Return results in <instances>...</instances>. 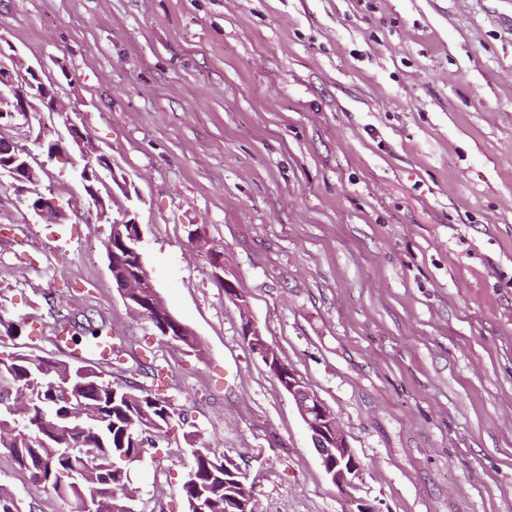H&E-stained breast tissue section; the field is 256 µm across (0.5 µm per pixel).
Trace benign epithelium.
Listing matches in <instances>:
<instances>
[{"mask_svg":"<svg viewBox=\"0 0 512 512\" xmlns=\"http://www.w3.org/2000/svg\"><path fill=\"white\" fill-rule=\"evenodd\" d=\"M40 102L48 112L64 116V123L71 137V147L81 160L80 177L85 191L99 218L107 215L106 202L96 184L104 183L108 176L117 186H122L112 168L111 159L81 131L80 113L63 105L55 89L45 84L39 73L15 54L0 48V119L4 117L28 116L35 102ZM0 165L28 196L23 200L27 209L37 218L50 224L62 215L54 198L47 196L36 185L42 182L41 173L46 163L41 162L26 146H19L4 139L0 141ZM112 224V246L106 251L115 284L130 311L149 323L160 320L154 327L155 335L167 344L186 352L198 351L199 344L193 331L171 314L160 293L151 281L143 261V233L132 212L126 210ZM199 252L203 253L212 268L213 276L224 286V295L242 310V330L251 352L276 376L282 388L294 400L297 409L311 433L324 471L336 487L346 493L355 486L362 472V465L345 435L341 431L336 414L327 408L303 377L282 363L266 342L262 332L248 313L247 301L226 279L223 257L208 241L196 234L191 237ZM252 489L248 480L239 483L238 494L231 502L232 512H255Z\"/></svg>","mask_w":512,"mask_h":512,"instance_id":"7a95c632","label":"benign epithelium"}]
</instances>
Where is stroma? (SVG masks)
I'll return each mask as SVG.
<instances>
[{
	"label": "stroma",
	"mask_w": 512,
	"mask_h": 512,
	"mask_svg": "<svg viewBox=\"0 0 512 512\" xmlns=\"http://www.w3.org/2000/svg\"><path fill=\"white\" fill-rule=\"evenodd\" d=\"M0 48L81 114L123 183L145 268L201 354L112 284L80 159L48 162L63 223L0 177V357L56 360L58 319L105 322L102 378L162 368L184 425L129 473L184 512L191 434L249 473L257 512H512V0H0ZM66 137L33 113L0 129ZM202 232L278 358L363 465L342 493L191 242ZM21 327L18 339L4 326ZM19 512H72L0 450Z\"/></svg>",
	"instance_id": "obj_1"
}]
</instances>
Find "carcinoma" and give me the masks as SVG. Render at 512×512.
<instances>
[{
  "mask_svg": "<svg viewBox=\"0 0 512 512\" xmlns=\"http://www.w3.org/2000/svg\"><path fill=\"white\" fill-rule=\"evenodd\" d=\"M70 339L77 345H97L114 337L106 323L96 324L88 319L78 324ZM141 374L151 379V385L114 383L94 376L99 385L102 416L87 433L74 435L67 430V402L59 387H65L76 402L83 396L84 377L65 361L25 353L0 358V375L12 388L33 394L28 407L16 413L8 410L7 403L0 404L5 407L0 412V425L8 428V434L0 432V448L10 449L18 466L29 472L33 486L72 499L78 505L92 500L103 489L102 480L106 477L111 479L110 488L118 490L119 495L132 493L128 475L121 474L120 468L140 461L145 452L143 430L136 422L142 414L149 413L164 424L174 420L176 414L171 401L158 393L161 370L150 364L143 366ZM45 421L57 425L56 435L37 450L28 447L27 437ZM191 456L198 473L205 475L211 470L217 478L224 479V456L204 444L192 447Z\"/></svg>",
  "mask_w": 512,
  "mask_h": 512,
  "instance_id": "obj_1",
  "label": "carcinoma"
}]
</instances>
